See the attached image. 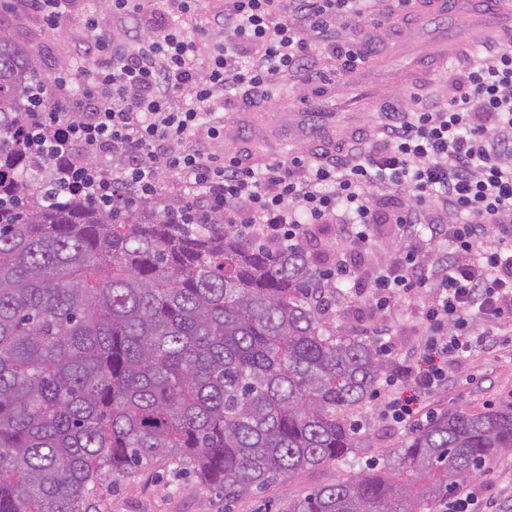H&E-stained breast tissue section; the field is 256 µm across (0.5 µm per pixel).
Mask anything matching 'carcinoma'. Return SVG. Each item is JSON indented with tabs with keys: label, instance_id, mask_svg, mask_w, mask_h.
I'll return each instance as SVG.
<instances>
[{
	"label": "carcinoma",
	"instance_id": "1",
	"mask_svg": "<svg viewBox=\"0 0 512 512\" xmlns=\"http://www.w3.org/2000/svg\"><path fill=\"white\" fill-rule=\"evenodd\" d=\"M46 85L0 26V512H100L108 476L187 465L227 501L346 461L385 365L327 325L302 248L69 193L23 135ZM512 451V405L448 409L283 512H433Z\"/></svg>",
	"mask_w": 512,
	"mask_h": 512
}]
</instances>
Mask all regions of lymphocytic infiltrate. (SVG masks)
Wrapping results in <instances>:
<instances>
[{
    "label": "lymphocytic infiltrate",
    "instance_id": "f902f5d3",
    "mask_svg": "<svg viewBox=\"0 0 512 512\" xmlns=\"http://www.w3.org/2000/svg\"><path fill=\"white\" fill-rule=\"evenodd\" d=\"M113 15L134 20L133 37L97 35L86 22L94 58L91 87L75 96L74 75L49 79L53 97L30 117L26 135L57 149L66 182L81 193L124 207L160 197L159 175L179 181L164 200L175 224H233L256 240L300 247L312 229L342 218L347 248L334 253L332 278L351 271L349 249L371 247L389 224L401 247L366 280L373 307L427 290L419 341L426 365L407 355L392 363L386 415L418 425L427 400L459 377L474 348L495 349V330L512 327V46L469 65L446 101L418 98L388 118L382 142L344 162H312L304 153L260 167L240 153L186 147L191 137L224 138L211 104L217 94L269 90L291 73H317L320 57L346 71L367 66L369 39L341 40L342 21L362 25L368 0H224L206 27L224 31V46L199 62L200 48L180 20L158 19L148 0H110ZM251 50L250 62L234 49ZM389 197L390 211L377 200ZM448 240L437 256L428 242ZM488 327L476 331L475 318ZM418 395L406 398L404 387Z\"/></svg>",
    "mask_w": 512,
    "mask_h": 512
}]
</instances>
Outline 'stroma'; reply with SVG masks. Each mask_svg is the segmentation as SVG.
Returning <instances> with one entry per match:
<instances>
[{
  "mask_svg": "<svg viewBox=\"0 0 512 512\" xmlns=\"http://www.w3.org/2000/svg\"><path fill=\"white\" fill-rule=\"evenodd\" d=\"M482 5L483 0H449L436 14L414 17L406 35L387 39L380 46L370 70L346 81H339L333 64H325L327 77L336 80L338 86L335 95L315 98L314 124L308 135H301L284 120L285 113L301 108V98L308 91L306 78L295 74L282 81L277 99L263 110L262 129L241 125L220 145L200 137L192 146L233 152L251 146L263 132L268 137L263 153L285 161L299 148H314L322 133L342 125L375 134L376 129L370 124L373 113L400 93H418L416 78L429 56L436 54L440 47L457 42L469 21L478 19ZM90 16L98 20V31L102 34L115 35L134 25L133 20L113 17L102 0H72L66 20L55 30L46 29L25 0H20L14 9L0 14V25L10 28L18 41L36 52L44 75L49 77L63 67L84 73L91 71L85 29V20ZM347 284L349 294L337 298L329 323L337 331L351 330L371 337L376 318L365 284L354 275L348 277ZM428 300L425 293L402 297L386 311L388 324L404 346H413L417 316ZM377 390V397L368 399L351 415L357 428L353 467L330 464L284 477L264 492L229 505L222 494L204 487L189 469L148 468L132 480H104L99 488L102 512H280L283 502L302 497L313 488L336 483L350 475L352 468L363 467L379 458L382 451L394 448L407 435V427L394 424L383 412L388 400L385 384H378ZM510 403L512 344L489 352H474L464 360L458 382L430 399V406L436 412L482 411ZM470 488L480 501L496 503L499 512H512V451L491 461L485 474L475 479Z\"/></svg>",
  "mask_w": 512,
  "mask_h": 512,
  "instance_id": "1",
  "label": "stroma"
}]
</instances>
